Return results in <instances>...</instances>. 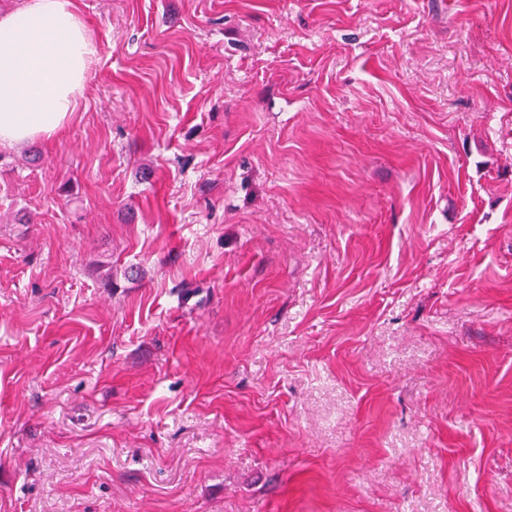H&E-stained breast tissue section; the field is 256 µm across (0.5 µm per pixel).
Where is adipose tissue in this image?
I'll list each match as a JSON object with an SVG mask.
<instances>
[{
	"label": "adipose tissue",
	"instance_id": "adipose-tissue-1",
	"mask_svg": "<svg viewBox=\"0 0 512 512\" xmlns=\"http://www.w3.org/2000/svg\"><path fill=\"white\" fill-rule=\"evenodd\" d=\"M97 56L74 0L0 11V143L49 139L70 124Z\"/></svg>",
	"mask_w": 512,
	"mask_h": 512
}]
</instances>
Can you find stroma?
I'll list each match as a JSON object with an SVG mask.
<instances>
[{"label":"stroma","instance_id":"obj_1","mask_svg":"<svg viewBox=\"0 0 512 512\" xmlns=\"http://www.w3.org/2000/svg\"><path fill=\"white\" fill-rule=\"evenodd\" d=\"M0 144V512H512V0H77ZM97 56L74 0L0 11V143L50 139L70 124Z\"/></svg>","mask_w":512,"mask_h":512}]
</instances>
